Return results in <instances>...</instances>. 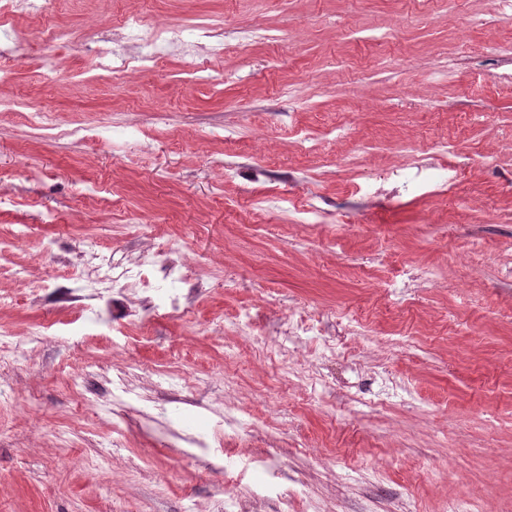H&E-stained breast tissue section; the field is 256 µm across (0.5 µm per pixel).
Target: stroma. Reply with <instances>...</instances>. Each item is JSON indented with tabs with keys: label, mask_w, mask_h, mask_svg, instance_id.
I'll return each instance as SVG.
<instances>
[{
	"label": "stroma",
	"mask_w": 512,
	"mask_h": 512,
	"mask_svg": "<svg viewBox=\"0 0 512 512\" xmlns=\"http://www.w3.org/2000/svg\"><path fill=\"white\" fill-rule=\"evenodd\" d=\"M132 16L219 17L224 48L204 39L153 74L97 78L99 22ZM12 22L73 37L0 83V97L31 96L54 122L0 116V240L18 242L0 289L18 291L15 265L72 282L42 247L68 257L87 240L120 262L185 242L208 287L185 317L148 321L135 296L117 300L125 347L104 328L21 347L8 370L19 403L0 407V512H208L228 489L261 491L266 512H512V8L39 0ZM98 126L113 141L69 134ZM412 157L452 162L461 180L377 193ZM399 266L417 281L376 297ZM251 312L264 335L238 328ZM294 312L318 319L335 352L288 335ZM81 315L21 294L0 330ZM84 361L141 393L122 437L111 411L77 413ZM208 403L239 420L220 470L211 449L187 453L174 435L209 428Z\"/></svg>",
	"instance_id": "stroma-1"
}]
</instances>
